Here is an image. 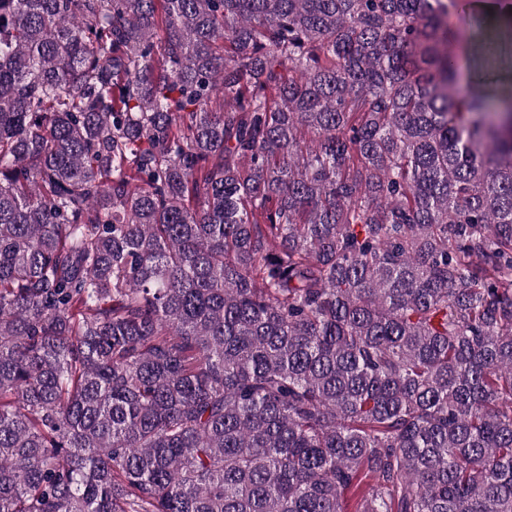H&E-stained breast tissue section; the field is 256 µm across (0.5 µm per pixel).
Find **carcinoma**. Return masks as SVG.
I'll return each mask as SVG.
<instances>
[{"mask_svg":"<svg viewBox=\"0 0 512 512\" xmlns=\"http://www.w3.org/2000/svg\"><path fill=\"white\" fill-rule=\"evenodd\" d=\"M458 0H0V512H512V25Z\"/></svg>","mask_w":512,"mask_h":512,"instance_id":"carcinoma-1","label":"carcinoma"}]
</instances>
